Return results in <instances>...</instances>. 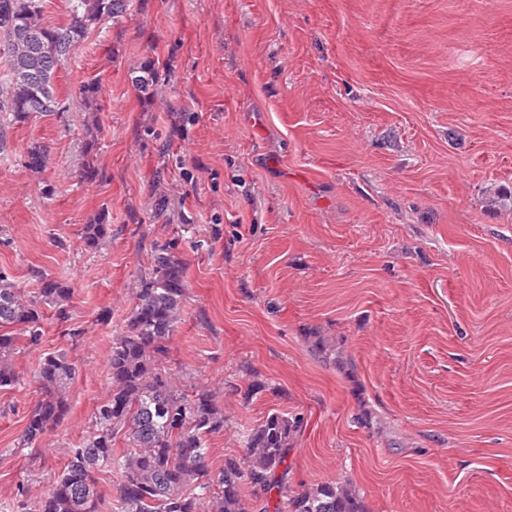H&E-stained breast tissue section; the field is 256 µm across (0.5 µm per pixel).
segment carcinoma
Segmentation results:
<instances>
[{
    "label": "carcinoma",
    "mask_w": 512,
    "mask_h": 512,
    "mask_svg": "<svg viewBox=\"0 0 512 512\" xmlns=\"http://www.w3.org/2000/svg\"><path fill=\"white\" fill-rule=\"evenodd\" d=\"M70 20L51 25L44 20L42 0H0V38L10 76L0 83V112L16 123L59 111L53 81L57 70L88 37L92 27L118 22L130 0H70ZM157 72L150 60L131 69V81L150 96ZM79 94L96 110L101 84L83 83ZM101 128L87 126L85 151L90 155L82 177H98L94 150ZM46 146L33 143L25 166L39 174L46 166ZM112 236L108 215L98 213L84 225L82 237L97 249ZM153 262L138 279L135 301L122 333L115 337L108 359L107 397L94 411L93 430L69 459L53 487L39 502L38 512H99L101 494L94 473L110 466L120 471L118 488L123 512H269L268 495L277 493L274 512H364L357 495L325 482L295 491L285 482L293 439L300 417L273 412L244 436L240 456L224 459L212 474L207 438L224 431V409L206 387L188 392L165 366L169 345L186 299V264L172 242L152 244ZM36 298L26 296L0 274V387L17 381L13 358L17 328L30 346L43 337L40 304L54 309L56 319L69 317L72 289L41 271ZM76 369L62 351L45 356L34 372L39 398L20 437L34 449L45 433L69 414L67 391ZM127 447L115 451L117 437ZM251 495L245 496L243 488Z\"/></svg>",
    "instance_id": "obj_1"
}]
</instances>
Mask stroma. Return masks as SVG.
<instances>
[{
  "instance_id": "35a3bbf8",
  "label": "stroma",
  "mask_w": 512,
  "mask_h": 512,
  "mask_svg": "<svg viewBox=\"0 0 512 512\" xmlns=\"http://www.w3.org/2000/svg\"><path fill=\"white\" fill-rule=\"evenodd\" d=\"M146 59L148 101L129 75ZM93 78L94 113L77 95ZM54 86L63 114L0 112V272L32 298L37 267L73 290L67 325L45 319L0 387V512H35L89 434L170 239L188 291L166 365L224 409L212 471L277 411L303 420L290 488L333 481L366 512H512V0H132ZM103 209L112 237L86 249ZM58 350L78 368L69 414L20 447ZM101 133V128L97 120H93L91 125H87L86 134L87 140L85 143V151L89 155V160L85 164L82 177L84 180L93 181L98 177V169L94 164V150L96 149L97 142L99 139V134Z\"/></svg>"
}]
</instances>
